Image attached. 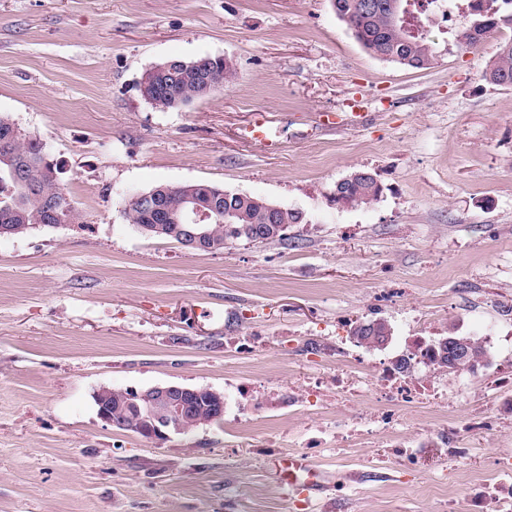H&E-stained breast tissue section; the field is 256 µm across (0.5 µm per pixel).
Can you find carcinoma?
I'll list each match as a JSON object with an SVG mask.
<instances>
[{
  "label": "carcinoma",
  "mask_w": 512,
  "mask_h": 512,
  "mask_svg": "<svg viewBox=\"0 0 512 512\" xmlns=\"http://www.w3.org/2000/svg\"><path fill=\"white\" fill-rule=\"evenodd\" d=\"M366 0H333L338 17L354 32L363 47L376 57L397 62L413 69H427L438 58L435 42L429 39L419 21L430 16L434 0H372L371 9H364ZM459 3L457 24L448 28V42L466 48H477L505 27L512 26V0H456ZM235 72L233 60L212 59L207 62L205 79L198 80L191 74L162 70L154 75L155 108L172 109L178 101L186 106L203 98L224 85ZM487 83L495 86H512V38L497 43L496 58L484 75ZM43 150L39 141L21 136L14 143L0 144V214L8 217L22 235L41 224L45 207L58 197L55 183L42 169ZM26 167L29 190L14 187L15 166ZM383 187L374 174L357 170L346 177L336 189V204L355 208L378 201ZM212 196L219 205L226 203L236 211L232 223L212 225L216 240L266 244L285 241L282 226L302 223V214L294 209H281L275 221L268 218L269 202L254 196L243 201L235 196L224 199L220 186L206 183H185L169 193L166 205L172 210L181 206L187 197ZM130 223L146 226V234L173 239L172 225L154 224L146 212L132 204L128 210ZM469 354L464 360L449 363L448 337L434 339V356L440 370L458 371L488 358L484 345L465 337Z\"/></svg>",
  "instance_id": "cac0c4a2"
}]
</instances>
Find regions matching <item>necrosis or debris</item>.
Here are the masks:
<instances>
[{"mask_svg":"<svg viewBox=\"0 0 512 512\" xmlns=\"http://www.w3.org/2000/svg\"><path fill=\"white\" fill-rule=\"evenodd\" d=\"M408 355L411 369L407 372L398 371L391 364L381 368L369 366L354 356L337 362L335 370L310 376L305 388L309 395L315 397L330 390L340 401L356 397L362 407L358 421L338 432L337 440L349 443L359 439L371 427L390 428L397 425L401 417L416 418L428 414L434 420L433 425L419 429L413 442L389 445L380 454V461L408 458L413 449L430 447L435 427L439 424L452 428L447 440L449 458L462 460L468 451L459 442L461 433L479 430L492 434L512 424V365L495 374L490 382L499 392L493 405L476 404L466 415L460 416L436 380L433 349L428 337H413L408 345Z\"/></svg>","mask_w":512,"mask_h":512,"instance_id":"obj_1","label":"necrosis or debris"}]
</instances>
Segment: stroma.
<instances>
[{"instance_id": "obj_1", "label": "stroma", "mask_w": 512, "mask_h": 512, "mask_svg": "<svg viewBox=\"0 0 512 512\" xmlns=\"http://www.w3.org/2000/svg\"><path fill=\"white\" fill-rule=\"evenodd\" d=\"M411 69L372 56L331 0H0V113L43 145L74 221L0 238V512H299L269 468L302 454L320 512H468L512 431L471 433L430 465L309 438L349 408L307 413L292 388L357 353L354 322L485 339L467 397L512 358V88L483 75L495 40ZM223 55L234 76L177 110L140 95L146 68ZM364 123L325 130L350 107ZM267 113V152L242 128ZM371 171L367 207L336 184ZM201 182L302 212L288 242L190 250L130 224L132 197ZM223 393L219 422L165 441L103 422L102 386ZM383 187L374 174L367 170H357L346 177L337 188L336 204L345 208H355L378 201Z\"/></svg>"}]
</instances>
